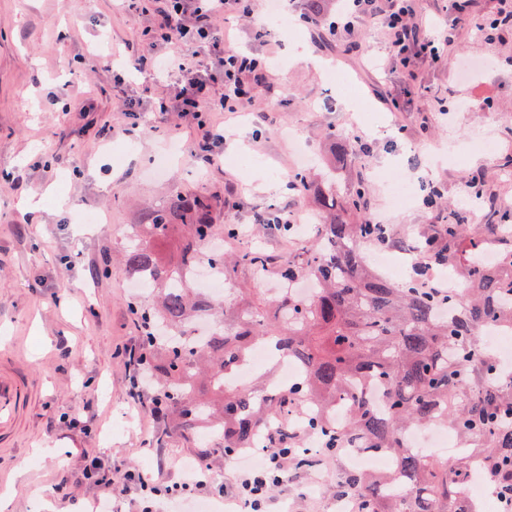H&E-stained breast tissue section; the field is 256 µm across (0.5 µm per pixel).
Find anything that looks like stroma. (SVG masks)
Instances as JSON below:
<instances>
[{
  "label": "stroma",
  "mask_w": 512,
  "mask_h": 512,
  "mask_svg": "<svg viewBox=\"0 0 512 512\" xmlns=\"http://www.w3.org/2000/svg\"><path fill=\"white\" fill-rule=\"evenodd\" d=\"M494 2L473 0L449 58L512 61V32L490 41L477 28ZM152 22L115 0H0V489H16L14 512H28L38 489L51 494L57 512H90L98 488L82 473L92 457L114 486L139 470L163 488L183 482L182 462L206 458L207 485L184 502L185 512L209 500L222 512H242L230 498L235 470L223 440L193 443L177 434L164 446L151 444L171 420L152 421L130 404L124 352L141 334L130 306L145 296L123 254L149 205L206 194L218 202L215 242L223 225L235 224L255 246L295 250L253 214L273 205L310 218L305 200L269 185L290 181L298 143L321 167L332 132L368 145L336 172L341 192L368 184V210L384 214L390 227L388 242L364 244L367 255L386 252L398 263L412 245L438 238L449 216L481 235L512 211V70L464 82L454 69H426L436 103L392 112L379 94L405 101V84L371 67L370 56L386 52L379 32L365 30L362 53L347 54L317 30L300 29L294 51L279 31L264 43L242 27L231 46L274 53L279 64L253 84L248 111L224 115V161L203 169L193 155V123L171 113L138 124L125 110L129 97L166 96L165 78L142 75L128 87L113 80L112 49L146 51ZM106 122L112 141L130 146L122 157L110 158L109 143L94 137ZM484 136L494 150L481 147ZM172 146L177 156L168 171L153 173V156ZM383 169L417 191L437 186L441 205L425 208L417 194L387 209L376 179ZM474 177L481 198H463L461 183ZM326 469L320 489L312 480L300 485L295 463H286L276 491L280 512H336L347 468L335 458Z\"/></svg>",
  "instance_id": "stroma-1"
}]
</instances>
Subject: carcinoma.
Returning <instances> with one entry per match:
<instances>
[{"label":"carcinoma","mask_w":512,"mask_h":512,"mask_svg":"<svg viewBox=\"0 0 512 512\" xmlns=\"http://www.w3.org/2000/svg\"><path fill=\"white\" fill-rule=\"evenodd\" d=\"M294 189L317 210V247L273 255L263 249L211 253L214 204L195 195L153 207L135 225L124 265L132 279L155 293L151 304L132 307L145 335L147 365L162 382V396L180 435L197 422L220 432L229 451L256 443L282 448L272 430L285 422L284 406L305 414L304 427L341 451L354 444L391 455L387 474L351 470L346 484L359 497L355 512H464L460 498L468 459L488 471L504 494L512 491V378L497 372L496 358L481 348L482 325L512 331V251L496 271L474 261L467 288L427 291L416 279L399 285L377 274L360 243L388 239L387 225L365 214L351 222L344 213L365 204L360 184L344 199L331 174L296 178ZM182 227L178 256L162 259L154 243ZM459 222L443 228L448 248L468 237L480 255L489 242L467 234ZM206 263L228 276L231 265L249 268L254 282L274 276L288 285L270 308L246 293L224 310L213 297L187 288L189 276ZM195 313L216 319L218 330L195 333ZM264 344L303 369L297 384L237 390L227 376L242 367L252 348ZM217 396L204 402L200 374ZM484 389H479L481 383ZM425 423L453 429L464 453L452 467L404 446L405 432Z\"/></svg>","instance_id":"obj_1"}]
</instances>
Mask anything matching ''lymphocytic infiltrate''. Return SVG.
<instances>
[{
	"instance_id": "obj_1",
	"label": "lymphocytic infiltrate",
	"mask_w": 512,
	"mask_h": 512,
	"mask_svg": "<svg viewBox=\"0 0 512 512\" xmlns=\"http://www.w3.org/2000/svg\"><path fill=\"white\" fill-rule=\"evenodd\" d=\"M433 12L439 24H429L418 8V0H336L334 13L312 18L296 13L298 23L315 28L344 41L348 51L361 47L358 33L362 26L383 32L388 53L377 59L383 72H396L408 81H416L414 65L426 60L436 65L448 62V49L459 36V20L466 13L470 0H434ZM160 17L159 37L173 50L163 54L125 56L124 70L115 74L116 83H124V71H151L169 79L174 96L154 102L132 99V112H154L164 115L180 113L196 120L198 135L194 143L195 157L200 165L217 163L224 153V132L215 128L209 116L215 112L244 111L248 78L269 73L273 54L258 56L230 47L226 33L214 25L215 18L250 19L258 22L267 8L265 0H157ZM222 82L224 91L215 94V82ZM284 459L264 456L254 466L236 472L233 498L249 512H276L275 491L283 483ZM124 480L135 489L142 512H153V497L166 495L178 503L186 492L202 488V481L187 478L182 484L161 489L150 476L129 471Z\"/></svg>"
}]
</instances>
